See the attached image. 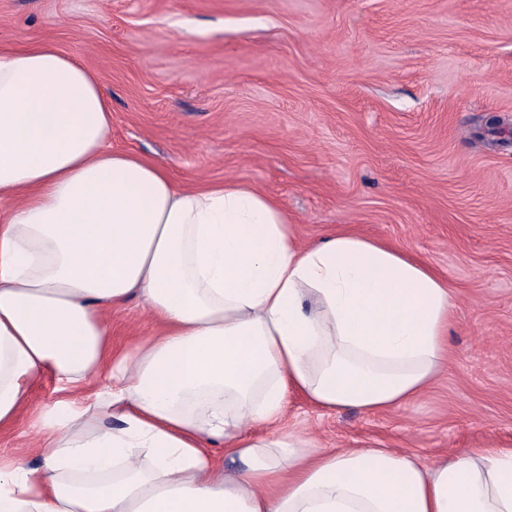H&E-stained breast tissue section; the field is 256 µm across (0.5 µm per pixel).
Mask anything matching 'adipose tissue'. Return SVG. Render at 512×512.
<instances>
[{"mask_svg": "<svg viewBox=\"0 0 512 512\" xmlns=\"http://www.w3.org/2000/svg\"><path fill=\"white\" fill-rule=\"evenodd\" d=\"M111 132L94 71L0 50V427L42 374L59 394L34 420L40 465L0 459V512H512V442L428 465L277 428L293 393L411 406L455 306L426 263L352 232L301 246L271 196L177 185ZM133 297L158 329L113 351L107 316Z\"/></svg>", "mask_w": 512, "mask_h": 512, "instance_id": "obj_1", "label": "adipose tissue"}]
</instances>
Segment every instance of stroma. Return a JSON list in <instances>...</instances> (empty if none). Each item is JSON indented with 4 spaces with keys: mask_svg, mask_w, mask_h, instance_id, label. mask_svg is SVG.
<instances>
[{
    "mask_svg": "<svg viewBox=\"0 0 512 512\" xmlns=\"http://www.w3.org/2000/svg\"><path fill=\"white\" fill-rule=\"evenodd\" d=\"M40 43L98 74L113 150L259 188L301 244L377 237L452 288L448 367L411 411L294 393L286 428L430 465L512 440V0H0V49ZM108 325L117 351L154 328L134 299ZM56 397L42 375L0 456L37 461L30 423Z\"/></svg>",
    "mask_w": 512,
    "mask_h": 512,
    "instance_id": "1",
    "label": "stroma"
}]
</instances>
